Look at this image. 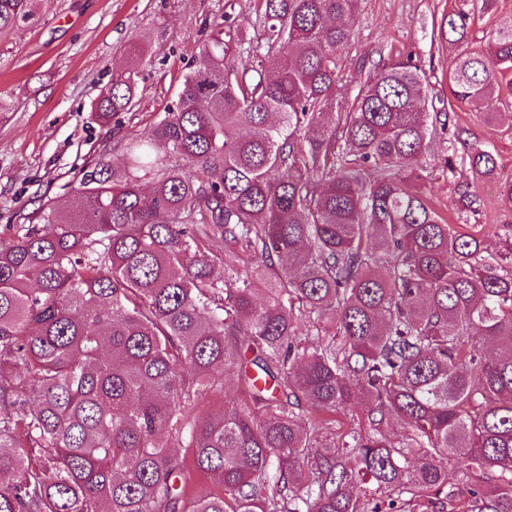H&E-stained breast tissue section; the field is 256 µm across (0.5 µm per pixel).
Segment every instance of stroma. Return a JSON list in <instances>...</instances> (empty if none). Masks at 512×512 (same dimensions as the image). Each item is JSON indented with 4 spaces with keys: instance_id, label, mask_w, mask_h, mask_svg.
<instances>
[{
    "instance_id": "stroma-1",
    "label": "stroma",
    "mask_w": 512,
    "mask_h": 512,
    "mask_svg": "<svg viewBox=\"0 0 512 512\" xmlns=\"http://www.w3.org/2000/svg\"><path fill=\"white\" fill-rule=\"evenodd\" d=\"M481 0H361L355 37L344 49L343 74L350 86L365 81L363 61L384 63L410 55L425 71L436 111L464 127V141L435 135L420 159L419 187L449 223L466 231L498 228L488 238L498 251L512 232V205L500 195L512 180V134L482 112L453 99L448 69L461 51L480 50L488 33L512 18V0H496L492 10ZM464 11L470 38L458 46L439 41L442 16ZM231 19L251 30L254 0H30L27 16L0 32V239L14 237L24 215L43 203H68L81 170L101 155H116L118 141L150 129L175 101L183 76L212 28ZM148 44L137 93L130 110L102 127L91 105L126 62L129 43ZM494 153V177H474L466 166L449 174L446 157H463L468 145ZM470 188L473 210L461 211L459 194Z\"/></svg>"
}]
</instances>
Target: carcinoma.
<instances>
[{"instance_id":"carcinoma-1","label":"carcinoma","mask_w":512,"mask_h":512,"mask_svg":"<svg viewBox=\"0 0 512 512\" xmlns=\"http://www.w3.org/2000/svg\"><path fill=\"white\" fill-rule=\"evenodd\" d=\"M256 3L254 37L216 27L119 161L0 240V512H382L357 474L403 510L453 496L450 457L479 470L467 512H512V235L486 257L413 190L449 115L410 56L343 82L359 0ZM28 6L0 0V30ZM146 55L96 122L129 110ZM448 87L477 110L512 96V18ZM462 163L497 169L477 146ZM226 375L244 398L193 414ZM354 404L364 429L338 419ZM192 470L223 492L190 493Z\"/></svg>"}]
</instances>
